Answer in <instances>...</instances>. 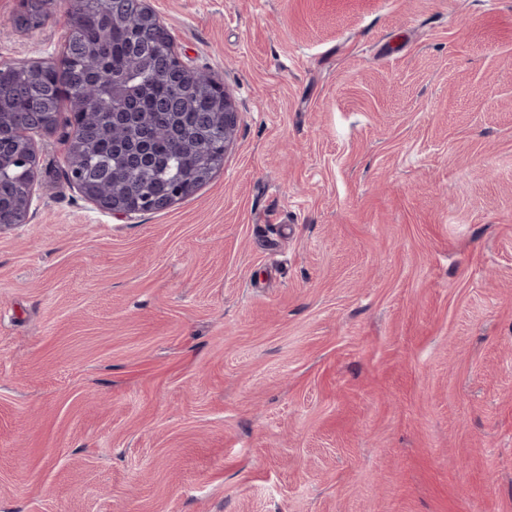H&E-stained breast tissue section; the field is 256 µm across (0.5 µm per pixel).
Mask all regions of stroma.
<instances>
[{"label":"stroma","instance_id":"obj_1","mask_svg":"<svg viewBox=\"0 0 512 512\" xmlns=\"http://www.w3.org/2000/svg\"><path fill=\"white\" fill-rule=\"evenodd\" d=\"M240 110L118 219L0 227V512H512V0H151ZM67 0L0 32L56 62Z\"/></svg>","mask_w":512,"mask_h":512}]
</instances>
